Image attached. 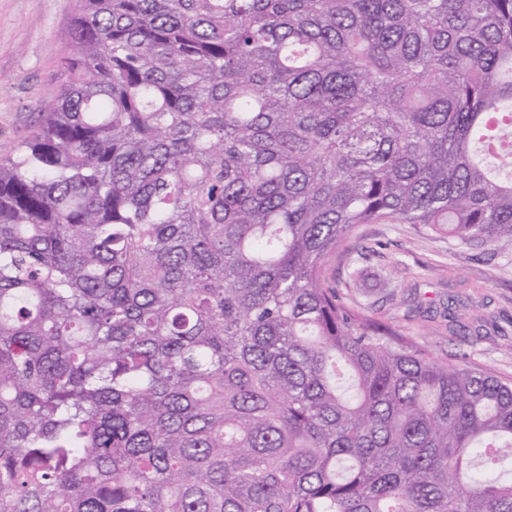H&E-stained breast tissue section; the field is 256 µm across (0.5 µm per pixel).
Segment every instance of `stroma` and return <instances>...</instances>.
I'll list each match as a JSON object with an SVG mask.
<instances>
[{
	"instance_id": "1",
	"label": "stroma",
	"mask_w": 512,
	"mask_h": 512,
	"mask_svg": "<svg viewBox=\"0 0 512 512\" xmlns=\"http://www.w3.org/2000/svg\"><path fill=\"white\" fill-rule=\"evenodd\" d=\"M74 0H0V151L28 138L57 91ZM356 268L328 269L346 302L439 363L512 378V247L477 246L414 224H363Z\"/></svg>"
}]
</instances>
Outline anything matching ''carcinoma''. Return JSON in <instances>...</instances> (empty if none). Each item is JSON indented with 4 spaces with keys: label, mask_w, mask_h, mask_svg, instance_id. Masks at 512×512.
<instances>
[{
    "label": "carcinoma",
    "mask_w": 512,
    "mask_h": 512,
    "mask_svg": "<svg viewBox=\"0 0 512 512\" xmlns=\"http://www.w3.org/2000/svg\"><path fill=\"white\" fill-rule=\"evenodd\" d=\"M512 0H76L0 153V512H512V379L326 275L512 244Z\"/></svg>",
    "instance_id": "cac0c4a2"
}]
</instances>
